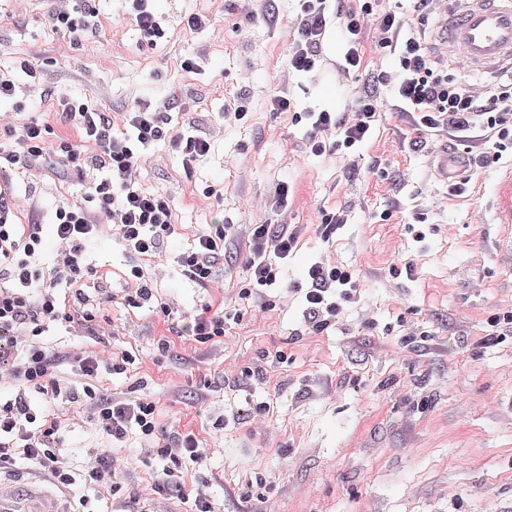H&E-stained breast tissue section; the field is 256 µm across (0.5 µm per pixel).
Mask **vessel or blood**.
Returning a JSON list of instances; mask_svg holds the SVG:
<instances>
[{"label":"vessel or blood","instance_id":"1","mask_svg":"<svg viewBox=\"0 0 512 512\" xmlns=\"http://www.w3.org/2000/svg\"><path fill=\"white\" fill-rule=\"evenodd\" d=\"M443 30L448 54L464 51L470 69L494 72L512 67V0H470L462 15L445 18ZM433 164L449 182L466 167L464 159L444 153ZM0 512H58V508L48 493L33 489L23 503L11 506L0 501Z\"/></svg>","mask_w":512,"mask_h":512}]
</instances>
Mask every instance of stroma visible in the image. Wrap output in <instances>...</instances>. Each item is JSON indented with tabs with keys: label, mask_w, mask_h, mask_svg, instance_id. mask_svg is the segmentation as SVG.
I'll return each mask as SVG.
<instances>
[{
	"label": "stroma",
	"mask_w": 512,
	"mask_h": 512,
	"mask_svg": "<svg viewBox=\"0 0 512 512\" xmlns=\"http://www.w3.org/2000/svg\"><path fill=\"white\" fill-rule=\"evenodd\" d=\"M91 5L95 33L73 35L52 29L53 0H0V70L23 58L33 70L0 110L49 126L51 144L62 134L77 136L60 124L47 99L53 91L113 114L162 100L169 133L188 126L206 132L211 152L192 172L167 140L142 167V187L172 202L171 255L189 249L209 224L307 227L268 291L273 310L242 313L223 343L191 359L178 337L158 351L166 324L150 306L124 301L138 259L114 231H104L87 248L101 287L93 298L111 323L108 346L135 362L120 375L101 372L96 386L155 400L163 432L188 428L214 447L191 476L208 485L215 512H512V335L483 341L489 315L512 306V164L471 172L470 191L449 195L427 166L449 135L412 146L406 115L373 82L393 69L392 57L367 52L359 73L339 84L344 44L334 22L320 68L289 72L281 41L298 0H155L166 35L153 45L120 20L123 0ZM192 13L210 17V25L189 29ZM426 38L449 74L473 88L512 81V72L472 73L462 59L446 58L436 23ZM188 59L197 69H184ZM283 89L299 112L341 111L372 90L383 112L349 165L338 154H306L304 123L267 110L270 95ZM240 97L249 101L245 117L223 124L222 112ZM283 182L287 209L265 207ZM0 191L16 223L38 213L45 229L35 263L50 270L58 250L55 211L84 201L85 182L52 155L7 165ZM321 207L348 212L329 240L312 228ZM384 211L389 220H381ZM321 259L356 269L360 298L340 324L314 335L304 327L298 289ZM408 262L413 277L391 275ZM155 295L176 319L209 304H223L230 316L239 311L174 264ZM276 350L287 353V363L269 360ZM260 362L266 385L225 386V371ZM251 400L271 403L262 428L240 414ZM50 411L63 423L69 464L81 469L98 435L81 421V404L60 399ZM259 476L267 487L255 485ZM127 482L140 493L138 508L79 484L59 505L73 512L86 494L95 512H148L150 473L132 467Z\"/></svg>",
	"instance_id": "obj_1"
}]
</instances>
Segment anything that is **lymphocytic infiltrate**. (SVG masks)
Listing matches in <instances>:
<instances>
[{"label":"lymphocytic infiltrate","mask_w":512,"mask_h":512,"mask_svg":"<svg viewBox=\"0 0 512 512\" xmlns=\"http://www.w3.org/2000/svg\"><path fill=\"white\" fill-rule=\"evenodd\" d=\"M408 2V10L395 11L381 8L380 0H301L296 28L283 47L289 70L306 74L317 68L327 30L335 20L345 43L339 72L350 77L363 65L366 25L376 20V45L393 57L395 67L377 74L375 81L388 87L403 111L411 114L416 134L443 131L464 140L478 131L484 147L472 153L469 167L512 160V83L478 92L449 76L420 34L435 0ZM60 104L64 123L76 129L80 141L95 147L94 154L85 156L67 138H59L56 146L81 170L94 172L89 182L92 203L56 209L53 231L59 249L45 274L31 262L42 243V224L13 223L10 204L0 196V385L11 390L10 398L0 402V475L16 472L19 463L27 461L58 489L105 484L112 494L127 498L131 495L125 480L128 463L114 450L135 434L147 444L140 462L154 468L151 491L157 503L164 504L183 494L189 466H202L212 451L190 430L160 435L156 402L129 390L104 393L94 386L100 371L125 373L134 362L131 354L117 359L105 350L73 346L58 351L41 342L45 326L57 322L96 342L105 334L89 297L79 292L67 303L60 298L61 289L92 277L85 264L86 246L108 226L141 261L131 271L138 286L124 295L134 308L152 300V283L165 274L172 260L199 287H217L215 267L227 240L233 238L246 252L249 273L235 293L248 307L264 312L272 302L263 291L276 285L281 264L294 252L305 228L212 224L193 247L169 258L164 244L175 232L171 204L163 195L143 192L138 186L143 161L167 135L163 113L149 103L138 105L122 113L123 128L118 131L106 113L89 104L65 98ZM379 116L377 98L369 93L360 95L347 114L306 113L305 150L313 156L355 153L370 140ZM357 290L354 270L324 261L312 263L302 290L310 332H323L342 321ZM224 332V313L219 309L181 318L182 335L200 346L223 341ZM64 364L73 368L74 380L58 376ZM32 391L47 403L62 397L82 402L87 422L101 432L100 447L92 449L81 470L68 465L62 425L33 406L28 398Z\"/></svg>","instance_id":"obj_1"}]
</instances>
